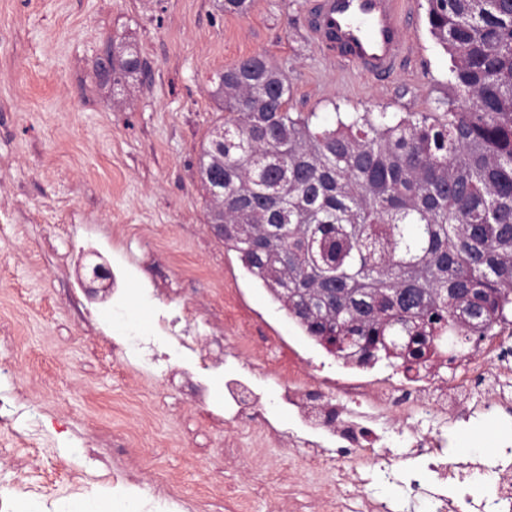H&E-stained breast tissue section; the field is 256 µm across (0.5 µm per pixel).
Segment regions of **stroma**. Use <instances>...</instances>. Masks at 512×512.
I'll use <instances>...</instances> for the list:
<instances>
[{
	"mask_svg": "<svg viewBox=\"0 0 512 512\" xmlns=\"http://www.w3.org/2000/svg\"><path fill=\"white\" fill-rule=\"evenodd\" d=\"M413 2L411 60L382 82L319 50L310 0H253L243 16L219 0H0V320L17 337L0 347V369L35 406L41 445L19 473L22 442H0V493L76 465L96 494L103 468L85 456L90 443L113 467L141 469L145 484L175 476L170 512H226L228 494L249 512H293L270 488L276 475L315 498L277 373L295 351L333 357L206 222L199 155L225 116L211 79L262 53L286 75L293 111L323 127L340 113L441 111L449 58L429 33L426 0ZM110 47L137 52L146 71L113 87L95 68ZM91 247L111 271V298L88 292L80 257ZM124 307L142 311L141 332L170 312L223 364L190 382L151 377L108 329ZM238 343L249 365L225 353ZM228 376L268 402L274 433L251 462L226 452L245 443Z\"/></svg>",
	"mask_w": 512,
	"mask_h": 512,
	"instance_id": "obj_1",
	"label": "stroma"
}]
</instances>
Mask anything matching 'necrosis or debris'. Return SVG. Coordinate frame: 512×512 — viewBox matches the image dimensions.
Instances as JSON below:
<instances>
[{
    "mask_svg": "<svg viewBox=\"0 0 512 512\" xmlns=\"http://www.w3.org/2000/svg\"><path fill=\"white\" fill-rule=\"evenodd\" d=\"M327 367L305 361V382L288 380L284 394L304 424L335 436L337 447L314 444L308 471L318 475V503L327 512H352L342 486L362 496L361 512H512V437L501 438L495 452L451 461L439 422L470 421L497 410L512 417V322L498 324L469 352L432 364L416 379L402 383L355 365L330 377ZM431 419L434 427L403 430L401 421ZM402 448L393 456L391 447ZM405 489L389 503L366 495L371 483ZM56 499L68 512L53 477L26 496L0 495V512H39L43 499Z\"/></svg>",
    "mask_w": 512,
    "mask_h": 512,
    "instance_id": "necrosis-or-debris-1",
    "label": "necrosis or debris"
}]
</instances>
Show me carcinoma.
I'll return each instance as SVG.
<instances>
[{
	"instance_id": "carcinoma-1",
	"label": "carcinoma",
	"mask_w": 512,
	"mask_h": 512,
	"mask_svg": "<svg viewBox=\"0 0 512 512\" xmlns=\"http://www.w3.org/2000/svg\"><path fill=\"white\" fill-rule=\"evenodd\" d=\"M449 55L443 112H365L316 131L255 54L215 74L227 112L199 177L224 247L336 356L409 363L475 346L512 320V0H427ZM147 68L128 51L99 72Z\"/></svg>"
}]
</instances>
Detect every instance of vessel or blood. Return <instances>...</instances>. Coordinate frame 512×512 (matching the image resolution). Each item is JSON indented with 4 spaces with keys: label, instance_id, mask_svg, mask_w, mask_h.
<instances>
[{
    "label": "vessel or blood",
    "instance_id": "vessel-or-blood-1",
    "mask_svg": "<svg viewBox=\"0 0 512 512\" xmlns=\"http://www.w3.org/2000/svg\"><path fill=\"white\" fill-rule=\"evenodd\" d=\"M413 19L409 0H315L307 29L339 64L385 81L409 61Z\"/></svg>",
    "mask_w": 512,
    "mask_h": 512
}]
</instances>
